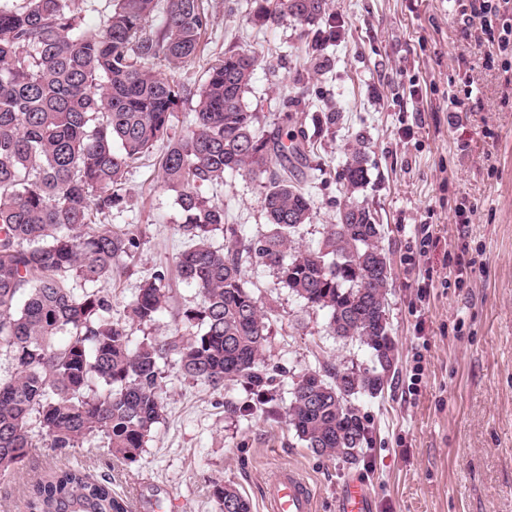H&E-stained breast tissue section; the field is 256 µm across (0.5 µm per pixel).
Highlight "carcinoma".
I'll return each instance as SVG.
<instances>
[{"label":"carcinoma","instance_id":"carcinoma-1","mask_svg":"<svg viewBox=\"0 0 512 512\" xmlns=\"http://www.w3.org/2000/svg\"><path fill=\"white\" fill-rule=\"evenodd\" d=\"M261 26L286 18L307 33L327 14V0H254ZM82 0H0V354L14 375L0 380V475L33 447L76 448L99 437L112 456L140 457L163 412L161 364L174 355L182 375L214 391L244 383L256 401H274L262 360L268 326L248 290L243 266L275 270L307 306L328 313V330L355 338L373 365L353 371L309 370L293 382L288 424L318 456L357 459L368 434L351 398L376 397L394 366L387 294L390 261L382 225L356 198L367 185L364 136L355 134L337 178L338 204L315 248L294 235L310 222L303 190L315 179V143L298 103L289 130L260 136L245 103L257 63L244 50L218 56L195 90L173 74L200 51L209 25L203 0H109L97 29L83 27ZM165 62L171 74L155 71ZM196 96L194 123L172 133L171 116ZM161 179L176 193L189 241L177 276L204 297L183 313L192 336L133 340L112 319V295L98 284L135 259L141 242L114 228L126 208L127 174L157 144ZM261 180L266 232L247 238L225 223L209 191L228 175ZM222 233L224 244L212 239ZM168 279L143 280L125 306L127 321L153 325L168 301ZM217 512H250L233 486L213 484ZM24 512H127L112 483L63 466L30 484Z\"/></svg>","mask_w":512,"mask_h":512}]
</instances>
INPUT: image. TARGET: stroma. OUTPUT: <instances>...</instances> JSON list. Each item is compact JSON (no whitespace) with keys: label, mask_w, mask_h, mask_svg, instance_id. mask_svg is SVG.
Returning <instances> with one entry per match:
<instances>
[{"label":"stroma","mask_w":512,"mask_h":512,"mask_svg":"<svg viewBox=\"0 0 512 512\" xmlns=\"http://www.w3.org/2000/svg\"><path fill=\"white\" fill-rule=\"evenodd\" d=\"M204 5L211 21L185 69L190 83H201L207 63L224 51L246 50L258 58L246 101L259 131L281 126L291 98L308 115L322 171L307 187L313 218L300 244L316 245L335 223L345 198L336 171L352 134L367 135L368 183L358 198L384 228L395 353L383 392L354 400L368 442L350 463L315 455L289 428L288 392L300 374L364 369L373 357L358 340L328 333L326 313L307 307L274 270L248 263L245 279L269 327L263 359L274 369L277 403L253 404L234 382L211 390L163 364V419L137 462L115 459L96 439L30 449L19 469L0 476V512H23L27 486L64 463L110 481L128 512H217L216 481L236 487L251 512H265L279 465L305 474L316 512H336L339 488L354 477L368 482L375 512H512V84L486 68L488 36L464 26L457 0H330L335 22L320 24L315 37L333 64L315 75L292 19L261 28L252 0ZM326 112L339 113L336 127L322 126ZM158 164L151 154L129 174V204L112 215L141 239L128 274L104 285L116 320L141 281L172 272L187 246ZM217 197L244 236L265 231L258 181L226 176ZM461 207L468 223L456 221ZM425 225L434 243L424 252ZM201 301L194 288L173 282L158 322L133 327V339L170 332Z\"/></svg>","instance_id":"stroma-1"}]
</instances>
